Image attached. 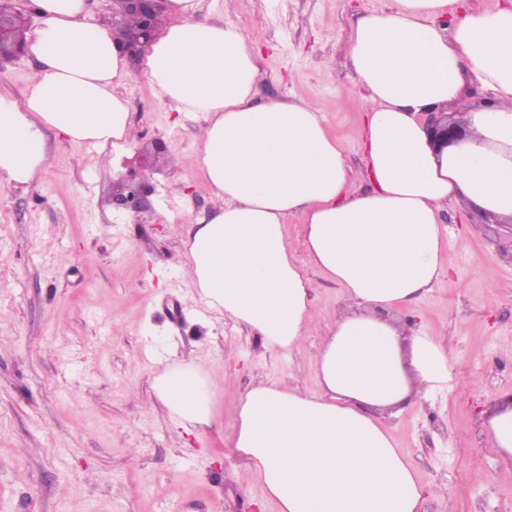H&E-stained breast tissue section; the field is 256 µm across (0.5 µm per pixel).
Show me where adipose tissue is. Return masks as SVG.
<instances>
[{"mask_svg":"<svg viewBox=\"0 0 512 512\" xmlns=\"http://www.w3.org/2000/svg\"><path fill=\"white\" fill-rule=\"evenodd\" d=\"M199 2L170 0L145 66L163 100L206 120L197 161L224 205L188 236L200 298L266 347L292 350L311 319L309 280L283 233L300 212L307 256L348 308L320 351V392L250 389L234 446L280 512H421L424 486L385 420L415 383L448 387L458 359L385 313L418 301L437 279L449 203L512 219V5L465 11L449 32L434 18L453 0H391L358 17L350 56L369 107L357 176L320 111L256 102L259 72L243 29L199 20ZM33 4L27 43L39 67L24 100L0 93V184L35 179L50 131L111 145L116 157L132 146L129 105L115 91L127 61L111 28L88 22L87 0ZM467 70L494 100L469 113L471 137L435 152L422 115L460 101ZM155 389L180 422L211 420L197 369L166 367ZM485 426L512 459V397L492 402Z\"/></svg>","mask_w":512,"mask_h":512,"instance_id":"1","label":"adipose tissue"}]
</instances>
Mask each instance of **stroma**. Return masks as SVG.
<instances>
[{
  "instance_id": "obj_1",
  "label": "stroma",
  "mask_w": 512,
  "mask_h": 512,
  "mask_svg": "<svg viewBox=\"0 0 512 512\" xmlns=\"http://www.w3.org/2000/svg\"><path fill=\"white\" fill-rule=\"evenodd\" d=\"M388 0H203L201 16L243 28L256 51L257 99L320 110L353 170L364 166L367 104L354 89L355 19ZM133 145H78L48 133L45 170L0 185V512H278L233 443L234 411L258 384L318 390L316 359L341 314L340 291L306 266L314 319L288 353L201 301L186 236L218 201L195 158L199 113L163 102L144 63L128 66ZM139 216L112 186L155 142ZM441 272L391 317L460 357L448 391L428 393L388 429L425 486L423 512H512V463L483 412L512 394V234L449 205ZM178 363L207 372L217 413L182 427L153 383Z\"/></svg>"
}]
</instances>
